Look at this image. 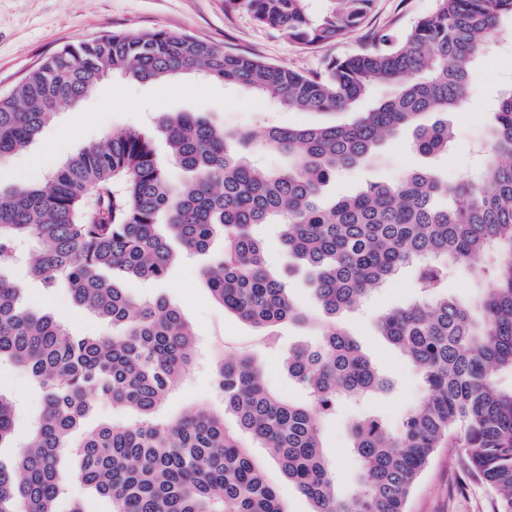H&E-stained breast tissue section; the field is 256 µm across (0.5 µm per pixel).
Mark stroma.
Segmentation results:
<instances>
[{
  "label": "stroma",
  "mask_w": 512,
  "mask_h": 512,
  "mask_svg": "<svg viewBox=\"0 0 512 512\" xmlns=\"http://www.w3.org/2000/svg\"><path fill=\"white\" fill-rule=\"evenodd\" d=\"M435 0H374L362 27L343 38L307 50L289 44L277 31L257 24L242 10H231L225 0H0V94H9L26 73L42 59L68 44L108 31L133 33L166 30L207 40L231 53L243 52L266 62L306 73L317 71L324 60L357 52L379 30L403 31L430 14ZM488 58L496 72L478 69L467 106L448 115L453 142L446 155L428 159L414 154L411 133L386 144L367 166L339 173L330 189L349 194L370 181L392 182L406 169L430 165L449 181L468 171H476L481 157L476 146L488 139L492 111L499 95L512 87V26H502L491 45ZM197 112L230 130L261 131L260 114H271L283 127L333 122V115L278 108L267 101L241 95L223 83L194 75L142 83L116 76L102 82L78 107H61L38 139L24 152L0 161V183L39 181L74 151L102 142L115 130L152 131L165 113ZM256 235L268 247L269 269L286 284L297 303L306 309L316 304L304 272L289 271V260L281 249V227L261 224ZM211 255L181 257L165 278L136 282L129 290L138 298L163 295L177 305L193 325L199 339L200 358L191 375L175 390L161 410L172 418L190 407L220 408L222 401L213 387L214 364L224 354L260 350V336L250 324L224 311L210 297L202 279ZM24 288L25 304L51 311L69 328L90 335H106L112 328L93 315L78 309L65 284L46 288L27 276L24 267L8 272ZM416 298L411 270H403L385 286L369 295L356 311L343 316V324L353 333L380 366L389 386L374 394L366 411L381 415L397 425L420 399L422 385L416 368L375 330V320L383 312L405 306ZM277 351L267 355L268 384L291 399L303 400V392L291 383L279 354L288 347L314 341L310 328L280 325ZM0 388L16 403L14 441L23 445L42 410L38 388L21 370L0 363ZM359 409L342 406L336 417L323 424L327 451L338 470L341 495L358 487V470L349 450L348 425ZM267 481L287 502L289 512H309L310 505L263 450H256ZM493 495L481 482L469 479L458 449L442 448L418 481L406 512H492Z\"/></svg>",
  "instance_id": "35a3bbf8"
}]
</instances>
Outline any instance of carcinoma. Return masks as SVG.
<instances>
[{"mask_svg":"<svg viewBox=\"0 0 512 512\" xmlns=\"http://www.w3.org/2000/svg\"><path fill=\"white\" fill-rule=\"evenodd\" d=\"M309 2L228 7L312 50L361 26L373 0H331L317 19ZM509 22L512 0H437L411 28L379 31L359 52L309 74L187 34L106 32L47 56L0 96V161L35 141L61 105L78 104L114 74L149 82L195 73L278 106L350 114L341 123H269L255 140L194 112L167 113L156 132L185 172L181 181L150 134L123 130L72 153L43 182L0 186V362L24 371L44 401L17 454L0 459V512H57L72 478L109 499L112 512H288L255 446L309 512H406L445 444L463 449L466 473L495 493L494 512H512V387L499 381L512 373V91L498 99L478 175L450 183L412 169L324 198L337 173L370 161L405 129L417 153H448V120L435 115L465 106L488 43ZM379 84L392 91L374 99ZM259 151L288 157V166L256 167ZM443 196L454 203L440 206ZM256 224L283 225L280 244L306 269L322 317L301 309L269 270ZM218 238L224 250L203 271L218 304L269 339L284 322L315 328V342L283 358L306 400L273 392L262 362L240 354L215 366L221 409L165 419L159 410L196 363L195 331L167 299H137L105 273L161 279L176 248L206 254ZM29 239L45 243L27 257L29 274L48 288L65 283L74 304L112 334H77L53 313L21 305L23 288L3 271ZM483 258L491 287L468 305L448 296V267ZM406 267L418 299L382 314L377 329L418 370L424 394L396 427L374 414L351 421L360 490L344 498L322 423L386 380L337 318ZM100 401L128 418L86 428ZM13 414L0 393V448L10 447Z\"/></svg>","mask_w":512,"mask_h":512,"instance_id":"1","label":"carcinoma"}]
</instances>
